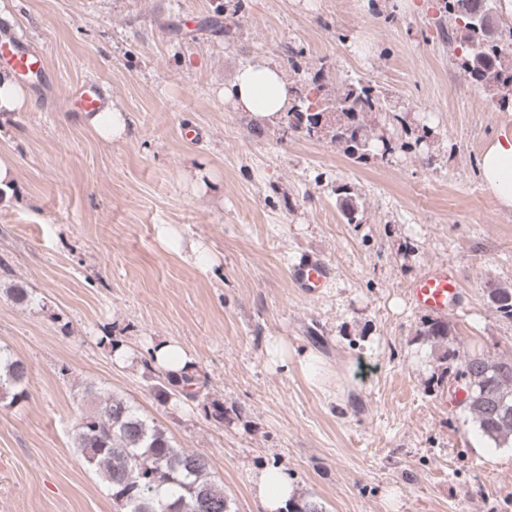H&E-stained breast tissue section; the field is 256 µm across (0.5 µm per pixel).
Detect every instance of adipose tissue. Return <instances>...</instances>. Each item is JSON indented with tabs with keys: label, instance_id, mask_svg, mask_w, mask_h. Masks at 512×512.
I'll list each match as a JSON object with an SVG mask.
<instances>
[{
	"label": "adipose tissue",
	"instance_id": "ef3b65f1",
	"mask_svg": "<svg viewBox=\"0 0 512 512\" xmlns=\"http://www.w3.org/2000/svg\"><path fill=\"white\" fill-rule=\"evenodd\" d=\"M224 97L235 109L276 121L291 106L294 93L274 61L260 58L242 67L232 84L224 89ZM480 176L484 190L498 205L512 210V137L496 138L484 150L480 160ZM256 495L265 512H283L296 489L287 474L266 468L256 475Z\"/></svg>",
	"mask_w": 512,
	"mask_h": 512
}]
</instances>
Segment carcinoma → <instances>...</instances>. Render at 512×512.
Here are the masks:
<instances>
[{
    "label": "carcinoma",
    "mask_w": 512,
    "mask_h": 512,
    "mask_svg": "<svg viewBox=\"0 0 512 512\" xmlns=\"http://www.w3.org/2000/svg\"><path fill=\"white\" fill-rule=\"evenodd\" d=\"M448 21L462 28L457 65L469 80L495 90L494 106L512 111V24L502 22L494 0H444ZM239 23L216 10L208 27L232 39ZM304 50L287 51L294 105L276 121L284 133L307 139L330 137L350 160L360 163L376 146L386 153L408 149L419 140L390 146L373 133L367 117L391 111L388 96L369 82L351 81L330 90L331 62L323 57L313 68L302 66ZM346 223L359 222L362 203L345 197L340 203ZM487 303L512 321V288H491ZM420 334L443 347L438 382L449 377L462 382L467 396L460 402L466 419L495 447H512V356H491L466 350L447 321L426 317ZM155 386L160 399L176 392L196 401L201 392L195 374L160 369ZM27 365L0 351V402L26 394ZM74 442L88 469L106 486L117 512H232L231 502L210 476L206 456L177 447L161 425L148 421L121 397L98 398L75 430Z\"/></svg>",
    "instance_id": "obj_1"
}]
</instances>
